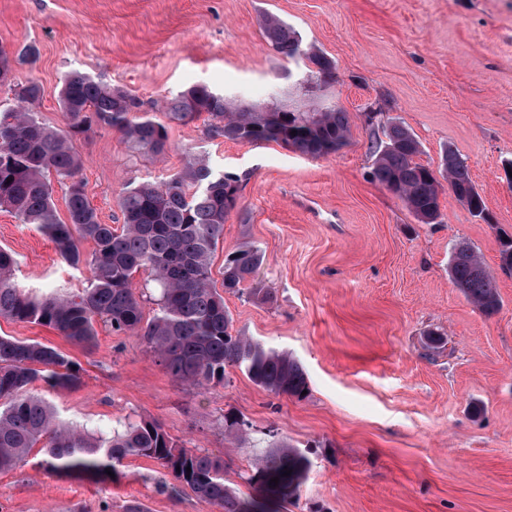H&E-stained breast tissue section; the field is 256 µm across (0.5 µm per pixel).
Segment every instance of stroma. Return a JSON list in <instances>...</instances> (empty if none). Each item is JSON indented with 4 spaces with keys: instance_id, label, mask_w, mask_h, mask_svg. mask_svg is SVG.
<instances>
[{
    "instance_id": "obj_1",
    "label": "stroma",
    "mask_w": 512,
    "mask_h": 512,
    "mask_svg": "<svg viewBox=\"0 0 512 512\" xmlns=\"http://www.w3.org/2000/svg\"><path fill=\"white\" fill-rule=\"evenodd\" d=\"M288 22L336 63L320 102L343 108L350 133L311 157L276 143L203 140L202 121L166 120L165 100L199 83L264 109L311 110L297 81L305 59L270 52L260 19ZM0 45L35 48L17 67L42 88V122L65 128L62 77L88 73L135 96L166 120L164 160L133 157L122 135L96 126L74 141L80 176L102 223L120 226L131 181L160 182L186 152L241 179L239 204L213 256L245 240L264 254V302L228 292L235 329L304 367L309 392L276 396L238 368L191 388L147 352L139 336L97 324L83 349L56 331L0 319V336L52 345L82 367L75 391L47 392L59 414L97 435L130 422L160 423L180 446L224 458V482L243 496L257 455L284 440L310 461L280 512H512V271L500 242L512 237V0H0ZM383 113L411 129L422 164L444 149L466 160L487 218L451 191L439 223L422 224L370 176ZM465 242L495 279L501 305L487 315L454 286L448 265ZM0 247L26 287L78 292L88 269L68 267L35 225L0 209ZM444 346L427 347L429 332ZM244 421L241 438L225 417ZM39 450L0 473V512H219L148 458L124 460L119 478L74 479L43 469Z\"/></svg>"
}]
</instances>
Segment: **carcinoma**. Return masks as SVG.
I'll return each instance as SVG.
<instances>
[{"mask_svg": "<svg viewBox=\"0 0 512 512\" xmlns=\"http://www.w3.org/2000/svg\"><path fill=\"white\" fill-rule=\"evenodd\" d=\"M264 38L276 53L307 58V79L336 82V63L274 15L261 19ZM21 57L0 47V87L15 105L0 110V208L22 224H34L74 269H89L88 287L79 293L55 287L36 292L15 280L16 259L0 249V318L48 326L74 345L95 344L101 321L116 334L140 337L146 349L177 380L197 388L224 381L226 368L237 367L259 387L276 396L302 397L309 390L303 366L286 352L265 348L239 332L214 285L211 258L224 239V224L239 199L238 179L216 172L199 154L186 156L182 168L161 183L130 182L119 197L123 224L116 230L101 222L80 177L83 159L74 137L93 126L112 128L138 153L154 159L169 150L165 124L126 91L87 73L66 74L59 104L67 129L47 126L36 106L41 87L21 81L15 66ZM172 120L203 119L206 139L222 137L240 143L275 142L310 156L325 155L346 144L347 112L335 105L322 112L258 110L234 104L206 84H196L166 101ZM376 143L372 175L400 198L423 224L441 216L439 196L449 187L458 202L481 217L485 201L473 183L466 161L446 149L439 171L417 161L420 144L400 123L385 130ZM66 187L68 218L60 220L52 197V181ZM93 244L85 253L81 244ZM264 262L263 252L245 241L224 258L222 287L241 293ZM147 274L156 290L157 310L144 320L133 288L136 273ZM449 274L455 286L480 311L500 306L496 284L471 246L454 247ZM75 391L82 385L80 367L54 346L0 336V472L24 462L33 448L43 450L42 466L68 476L118 475L130 457L156 461L173 477L172 492L190 490L202 503L222 512H271L269 503L295 497L309 467L298 449L281 443L255 463L250 481L264 492L261 499L238 496L224 484V459L177 445L157 422L127 425L109 438L95 437L86 427L61 419L52 404L32 391ZM291 474L284 475V469ZM279 478L278 484L271 479Z\"/></svg>", "mask_w": 512, "mask_h": 512, "instance_id": "obj_1", "label": "carcinoma"}]
</instances>
